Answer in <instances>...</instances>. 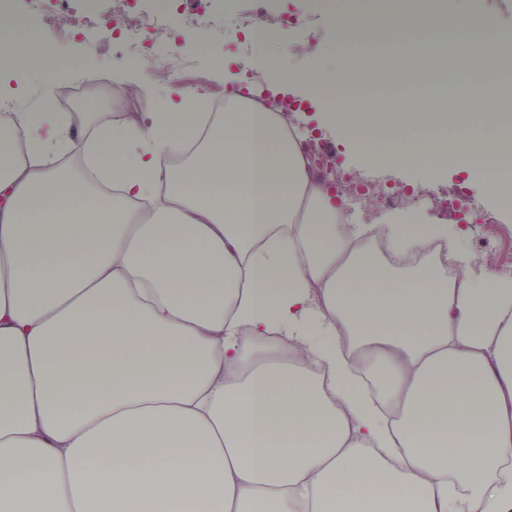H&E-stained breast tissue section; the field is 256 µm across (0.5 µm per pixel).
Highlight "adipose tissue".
Returning a JSON list of instances; mask_svg holds the SVG:
<instances>
[{
    "label": "adipose tissue",
    "mask_w": 512,
    "mask_h": 512,
    "mask_svg": "<svg viewBox=\"0 0 512 512\" xmlns=\"http://www.w3.org/2000/svg\"><path fill=\"white\" fill-rule=\"evenodd\" d=\"M471 74L512 68L487 11L452 14ZM436 27L392 9L345 16L344 39ZM498 96L473 129L429 118L386 139L355 97L336 116L366 155L467 147L486 193L512 189ZM170 95L157 116L89 138L48 109L0 122V512H512V281L391 264L418 215L337 223L296 139L249 99L219 120ZM210 135L184 164L203 124ZM121 180L104 197L62 154Z\"/></svg>",
    "instance_id": "1"
}]
</instances>
